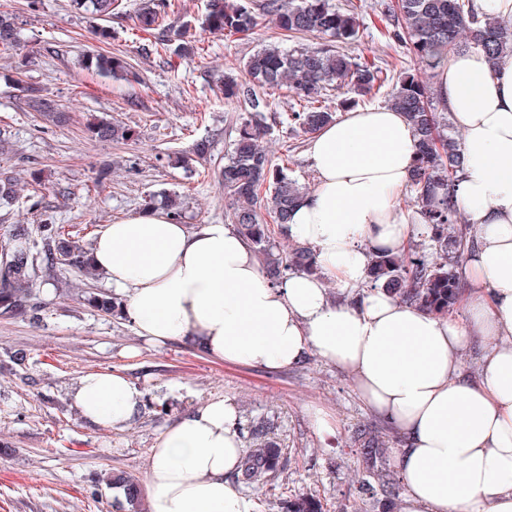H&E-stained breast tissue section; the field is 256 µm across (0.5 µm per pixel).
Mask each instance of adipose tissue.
<instances>
[{
	"label": "adipose tissue",
	"instance_id": "obj_1",
	"mask_svg": "<svg viewBox=\"0 0 512 512\" xmlns=\"http://www.w3.org/2000/svg\"><path fill=\"white\" fill-rule=\"evenodd\" d=\"M434 92L464 134L455 199L477 237L461 316L358 290L372 257L407 254L421 222L399 204L416 132L386 106L348 112L309 142L317 186L286 234L313 248L319 272L271 284L232 225L192 228L159 210L102 225L89 254L151 344L186 340L213 360L268 369L311 354L336 366L398 433V512H512V57L494 65L477 49L453 54ZM476 341L482 369L471 378L463 357ZM142 397L108 372L82 375L71 393L79 416L108 429L127 427ZM242 456L232 402L212 396L181 413L148 454L150 512H251L232 479Z\"/></svg>",
	"mask_w": 512,
	"mask_h": 512
}]
</instances>
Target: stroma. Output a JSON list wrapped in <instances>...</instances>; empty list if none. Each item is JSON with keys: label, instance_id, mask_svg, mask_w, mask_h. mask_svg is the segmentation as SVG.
Here are the masks:
<instances>
[{"label": "stroma", "instance_id": "1", "mask_svg": "<svg viewBox=\"0 0 512 512\" xmlns=\"http://www.w3.org/2000/svg\"><path fill=\"white\" fill-rule=\"evenodd\" d=\"M375 2L363 0L361 39L349 52L376 63L395 62L397 73L432 84L433 71L380 37ZM140 3L123 0L107 21L112 38L104 45L92 33L97 20L72 13L68 0H41L34 12L26 0H0V11L16 14L20 27L19 45L0 48V131L11 141L10 152L0 154V171L21 186L12 204L0 206V235L15 224L32 231L61 224L87 246L101 225L143 211L146 199L164 191L181 196V221L188 226L229 223L218 171L231 128L249 109L225 102L218 85L274 40V22L263 15L251 33H212L198 23L207 0H178L168 21L190 28L198 54L145 56L140 45L162 35L136 28ZM103 48L127 56L140 82H113L85 69L83 58ZM24 82L38 84L68 112V124L43 125L24 102ZM264 96L270 104L264 148L273 160L287 158L300 182L314 188L309 138L286 120L289 97L279 89ZM95 117L123 123L136 139H91L86 124ZM204 138L212 143L211 155L197 163L194 176H186L170 157L190 152ZM90 287L107 289L103 279L42 265L36 279L42 323L0 317V512H119L105 477L121 472L142 481L149 450L162 431L212 395L231 400L241 422L268 418L287 461L274 481L242 486L253 512H281L282 499L296 495L316 497L326 512H383L382 504L366 508L357 497L363 465L351 441L364 423L380 427L389 448H398L397 434L364 407L334 366L311 356L293 368L266 370L214 361L184 340L153 347L127 319L84 304L80 295ZM94 371L124 375L145 398L166 403L167 414L142 409L119 430L84 421L70 392ZM312 406L337 418V431L320 430L308 413Z\"/></svg>", "mask_w": 512, "mask_h": 512}]
</instances>
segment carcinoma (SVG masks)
Here are the masks:
<instances>
[{
  "instance_id": "carcinoma-1",
  "label": "carcinoma",
  "mask_w": 512,
  "mask_h": 512,
  "mask_svg": "<svg viewBox=\"0 0 512 512\" xmlns=\"http://www.w3.org/2000/svg\"><path fill=\"white\" fill-rule=\"evenodd\" d=\"M77 14L108 17L120 7L119 0H69ZM172 7L170 0H152L135 15L142 32L160 27ZM375 11L384 25L382 34L390 44L404 46L425 66L434 70L452 50L478 48L486 55L501 59L512 55V24L491 19L480 12L474 0H377ZM270 15L277 29V40L262 45L244 63L245 80L224 75L222 93L232 102L249 104L250 116L235 128L236 135L224 156L220 182L231 205L230 219L236 230L255 248L267 279L275 284L288 275L317 270L312 252L299 245L287 251L274 249V235H284L292 209L308 192L305 185L290 175V169L272 160L260 145L268 130L264 108L267 103L256 89L288 88L294 108L286 120L305 135H312L335 120L328 92L344 91L348 98L343 108H353L367 97L391 86V105L405 112L417 134V158L411 174L410 189L414 203L426 225L434 257L412 252L405 257L379 255L372 260L369 282L382 287L400 301L436 316L453 312L459 295L457 268L465 260L470 241L469 225L450 195L451 186L464 173L465 158L460 139L448 122L446 109L438 108L431 88L402 75L389 84L388 73L375 64L360 61L343 50L358 40L361 26L355 10L341 11L332 0H266L255 8L247 0H208L201 25L227 35L246 34L258 25L259 14ZM316 37L306 44L300 39ZM174 54L191 58L195 54L186 33L175 31L166 39ZM18 45L15 19L0 14V46ZM86 68L115 82H137L139 74L123 55L92 54ZM36 111L55 126L66 122L57 104L40 95L34 85L24 88ZM88 133L100 141L126 140L131 129L100 119L88 127ZM211 142L196 141L192 151L177 158L187 173L193 162L207 157ZM19 194L15 178L0 173V205H9ZM40 240L31 238L27 228L16 225L0 238V252L8 257L7 270L0 275V312L40 321L41 303L32 283L37 276V255L50 265L60 264L87 277L95 275L87 249L56 224L40 226ZM83 300L91 307L112 313L120 309L116 298L86 291ZM360 447L366 462V476L357 480V494L367 502L382 495L385 512H391L400 492L399 479L377 465L387 453L385 441L377 431H360ZM247 451L240 461L237 481L253 485L276 478L283 467L282 454L264 419L253 420L247 430ZM112 488L122 491L127 512H146L140 486L124 474H114ZM286 512H322V505L311 497L287 502Z\"/></svg>"
}]
</instances>
